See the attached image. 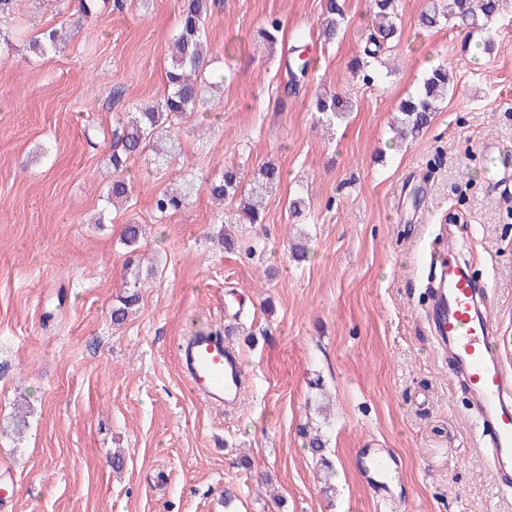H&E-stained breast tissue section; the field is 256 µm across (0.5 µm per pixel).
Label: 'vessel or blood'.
I'll list each match as a JSON object with an SVG mask.
<instances>
[{
  "mask_svg": "<svg viewBox=\"0 0 512 512\" xmlns=\"http://www.w3.org/2000/svg\"><path fill=\"white\" fill-rule=\"evenodd\" d=\"M439 286L434 313L441 341L447 345L453 370L459 374L480 419L479 439L486 461L500 487H512V366L493 356V326L477 301L471 275L452 255L436 260ZM178 361L190 387L209 404L233 407L245 384L240 356L223 336L199 330L183 337ZM360 469L378 486L387 484L392 465L377 448L363 449Z\"/></svg>",
  "mask_w": 512,
  "mask_h": 512,
  "instance_id": "vessel-or-blood-1",
  "label": "vessel or blood"
}]
</instances>
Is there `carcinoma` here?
Segmentation results:
<instances>
[{
  "instance_id": "cac0c4a2",
  "label": "carcinoma",
  "mask_w": 512,
  "mask_h": 512,
  "mask_svg": "<svg viewBox=\"0 0 512 512\" xmlns=\"http://www.w3.org/2000/svg\"><path fill=\"white\" fill-rule=\"evenodd\" d=\"M95 2L78 0V8L69 18L30 40L29 52L37 57L63 52L75 34L97 16ZM499 7V0H448L446 5L436 2L421 15L420 22L426 28L436 27L443 20H454L462 26H469L480 17L485 20L493 18ZM369 11L375 18V29L366 42L364 55L375 57L382 49L379 39L389 40L397 32L395 0H370ZM210 13V0H184L177 32L167 47L166 95L156 104L130 113L120 130L115 132L120 148L112 152V180L104 190L109 203L125 205L133 200V186L125 175L131 157L142 154L149 147L159 161L181 152V128L177 127V122H188L205 104L208 85L202 73L209 64L205 24ZM342 20L343 13L336 0H329L321 35L327 40L336 39ZM447 92V67H432L419 91L401 103L396 118V133L403 139L418 137L429 126L433 113L439 110ZM315 108L328 122L343 117L349 111L347 101L335 95L317 98ZM280 179V170L271 163L267 164L245 191L243 173L227 168L220 178L209 183L208 190L210 196L219 202L239 200V219L242 223L261 224L268 189ZM191 191L192 185L188 184L180 189L156 194L153 198L155 212L165 217L185 208ZM141 235V225L125 224L121 241L132 253L138 248ZM127 275L125 291L112 304V323L118 326L124 323L129 310L139 301L138 288L142 287V271L133 267L131 262L127 264Z\"/></svg>"
}]
</instances>
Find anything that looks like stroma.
I'll return each instance as SVG.
<instances>
[{"instance_id":"1","label":"stroma","mask_w":512,"mask_h":512,"mask_svg":"<svg viewBox=\"0 0 512 512\" xmlns=\"http://www.w3.org/2000/svg\"><path fill=\"white\" fill-rule=\"evenodd\" d=\"M337 2L344 22L328 43L318 34L327 0H221L207 36L222 108L182 133L170 164L130 162L134 204L120 211L102 200L112 131L166 94L181 0L134 2L120 15L100 0L99 19L42 59L29 39L75 0H14L0 19L15 44L0 59L7 512H512L431 298L432 246L467 244L512 364V0L488 26L433 30L419 25L428 0H398L399 34L371 61L370 83L349 69L369 34L368 0ZM273 18L282 31L268 47L258 34ZM297 45L311 67L288 96ZM438 64L450 73L447 99L419 138L397 141L400 101ZM325 93L353 104L332 127L312 105ZM270 162L284 179L263 223H239L235 205L209 198L205 181L225 168L250 179ZM190 178L186 208L158 217L153 197ZM295 196L305 200L298 218ZM130 221L143 225L139 253L157 273L116 327ZM221 229L232 248L212 240ZM211 326L225 329L248 378L233 412L196 396L176 357L182 337ZM309 433L323 435L322 456ZM364 448L392 459L387 488L362 476Z\"/></svg>"}]
</instances>
